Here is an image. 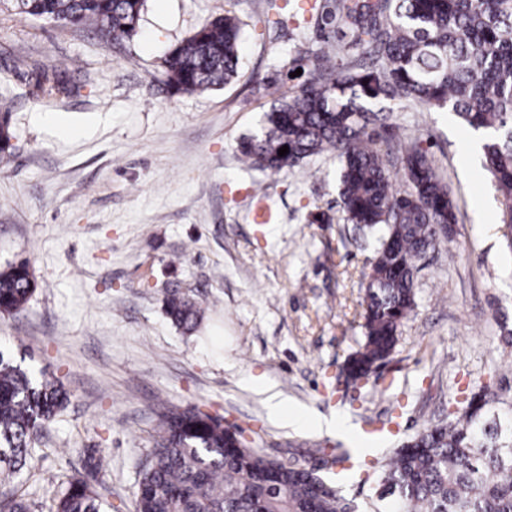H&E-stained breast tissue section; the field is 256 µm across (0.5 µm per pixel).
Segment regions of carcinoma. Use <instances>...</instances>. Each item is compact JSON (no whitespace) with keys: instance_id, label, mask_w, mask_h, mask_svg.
I'll return each mask as SVG.
<instances>
[{"instance_id":"obj_1","label":"carcinoma","mask_w":512,"mask_h":512,"mask_svg":"<svg viewBox=\"0 0 512 512\" xmlns=\"http://www.w3.org/2000/svg\"><path fill=\"white\" fill-rule=\"evenodd\" d=\"M20 15L62 25H89L106 39L137 34L146 0H8ZM321 21L336 33V52L315 51L310 77L264 114L262 131L243 137L247 167L293 168L324 152L336 154L340 205L346 220L375 235L364 343L350 361L353 376L391 353L399 327L413 310L416 262L456 223L448 186L414 143L396 150L407 189L395 188L390 152L377 145L375 126L388 115L367 104L397 98L411 106L450 108L467 126L484 130V164L512 224V0H327ZM243 24L226 14L202 24L163 60L164 83L195 93L230 83L239 70ZM354 60L327 70L322 63L344 47ZM77 90L67 67L33 66L28 94L36 99ZM11 113L0 112V158L10 154ZM289 153L278 155L282 146ZM34 290L21 262L0 270V313L23 310ZM165 311L178 327L198 326L197 302L167 290ZM482 404L412 438L377 477L372 512H512V402L480 389ZM69 403L55 378L31 375L0 351V484H11L35 457L33 434ZM53 512H103L96 484L80 474L53 476ZM333 491L256 449L232 446L224 424L195 409H169L141 472L134 512H346L338 482ZM0 512H31L23 494L0 500Z\"/></svg>"}]
</instances>
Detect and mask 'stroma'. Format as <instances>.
<instances>
[{"mask_svg":"<svg viewBox=\"0 0 512 512\" xmlns=\"http://www.w3.org/2000/svg\"><path fill=\"white\" fill-rule=\"evenodd\" d=\"M244 24L238 77L171 93L165 55L206 20ZM314 13L285 0H146L137 35L0 10V103L12 154L0 160V269L30 264L26 308L0 315V350L60 380L70 402L37 435L36 470L17 484L51 512L45 479L104 462L105 512H132L159 413L196 407L240 427L252 448L315 460L381 428L357 456L346 497L364 503L371 461L447 420L480 386L512 398V249L484 164L465 168L471 132L448 109L394 108L382 137L415 142L448 185L458 222L419 261L415 305L370 378H346L364 340L371 234L346 221L338 163L323 154L276 174L251 171L238 144L255 133L294 61L322 47ZM69 64L70 97L28 94L29 64ZM202 310L195 332L167 317V289ZM310 418L275 419L271 400Z\"/></svg>","mask_w":512,"mask_h":512,"instance_id":"stroma-1","label":"stroma"}]
</instances>
